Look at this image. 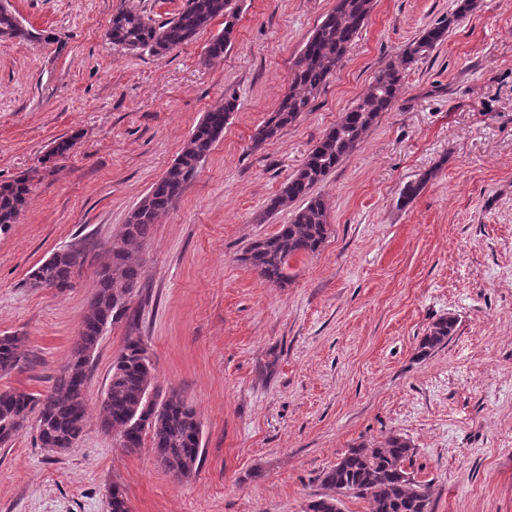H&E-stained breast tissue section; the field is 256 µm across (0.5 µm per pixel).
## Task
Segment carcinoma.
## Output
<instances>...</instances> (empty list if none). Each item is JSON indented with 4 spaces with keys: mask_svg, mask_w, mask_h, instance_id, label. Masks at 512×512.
I'll return each mask as SVG.
<instances>
[{
    "mask_svg": "<svg viewBox=\"0 0 512 512\" xmlns=\"http://www.w3.org/2000/svg\"><path fill=\"white\" fill-rule=\"evenodd\" d=\"M473 0H460L453 18L425 28L375 75L364 95L307 154L301 167L288 178L282 190L270 197L265 213L272 216L289 204L302 201L290 223L270 237L252 243L243 257L266 282L288 283L286 267L297 255H315L328 235L324 201L310 194L336 166L364 141L380 115L395 106L408 70L442 44L452 23L466 16ZM372 0H336V6L304 43L295 64L288 94L277 110L258 129L255 146L273 142L280 132L311 109L312 101L342 66L348 49L368 20ZM224 17V31L214 36L207 58L217 59L232 42L238 18L235 0H183L179 12L157 23L137 10L121 8L112 14L105 33L108 43L122 50L147 51L163 57L193 40L210 22ZM10 39L27 40L32 33L13 24L9 9H0V30ZM237 109V99L207 112L191 131L181 153L155 181L128 215L123 231L112 239L106 260L96 278V292L84 315L68 363L60 370L51 389L35 397L18 391H0V444L12 441L36 418L39 447L61 453L73 447L84 434L87 399H79L88 381L90 361L101 336L111 324L123 319L132 298L143 288L144 270L131 257V250L150 237L160 215L167 212L184 188L194 180L201 163L224 134V124ZM30 182L17 178L0 182V230L18 222L25 210ZM84 262V247L73 246L50 261L41 262L29 276L32 288L52 287L63 293L72 288L74 270ZM456 329V320L443 316L428 327L418 346L421 357L444 345ZM25 339L14 334L0 336V373L18 367ZM154 367L141 336H129L112 364L108 388L101 401V427L116 435L122 448L137 453L144 436L165 471L178 480L192 478L200 461L202 428L194 408L176 391L164 398L153 387ZM414 448L391 434L377 444L352 448L323 474L327 493L308 504V512H341L342 497L352 496L367 504V512H429L430 486L417 481L406 469ZM110 512H130L124 489L114 484L108 491Z\"/></svg>",
    "mask_w": 512,
    "mask_h": 512,
    "instance_id": "1",
    "label": "carcinoma"
}]
</instances>
